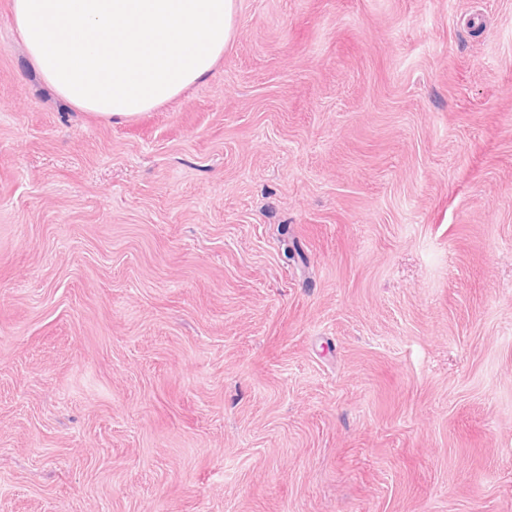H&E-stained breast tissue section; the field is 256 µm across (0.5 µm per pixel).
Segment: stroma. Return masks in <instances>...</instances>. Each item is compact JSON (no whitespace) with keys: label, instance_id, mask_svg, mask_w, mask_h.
I'll list each match as a JSON object with an SVG mask.
<instances>
[{"label":"stroma","instance_id":"stroma-1","mask_svg":"<svg viewBox=\"0 0 512 512\" xmlns=\"http://www.w3.org/2000/svg\"><path fill=\"white\" fill-rule=\"evenodd\" d=\"M0 512H512V0H237L112 122L0 0Z\"/></svg>","mask_w":512,"mask_h":512}]
</instances>
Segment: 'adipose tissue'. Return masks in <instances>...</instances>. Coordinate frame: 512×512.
Wrapping results in <instances>:
<instances>
[{"mask_svg":"<svg viewBox=\"0 0 512 512\" xmlns=\"http://www.w3.org/2000/svg\"><path fill=\"white\" fill-rule=\"evenodd\" d=\"M237 0H12L44 81L75 107L127 119L203 81L234 36Z\"/></svg>","mask_w":512,"mask_h":512,"instance_id":"obj_1","label":"adipose tissue"}]
</instances>
